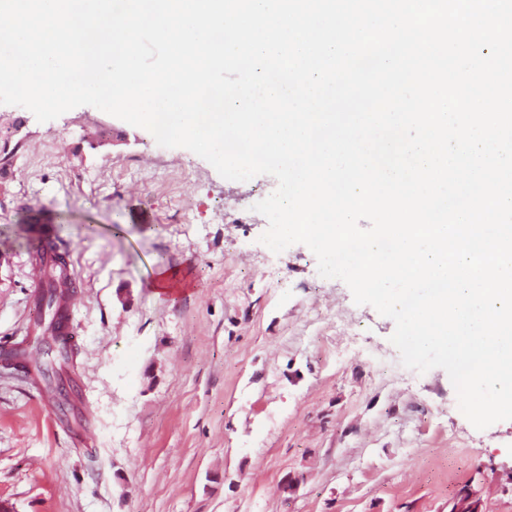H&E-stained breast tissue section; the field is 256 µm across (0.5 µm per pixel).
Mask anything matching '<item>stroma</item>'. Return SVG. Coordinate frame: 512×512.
<instances>
[{
  "label": "stroma",
  "mask_w": 512,
  "mask_h": 512,
  "mask_svg": "<svg viewBox=\"0 0 512 512\" xmlns=\"http://www.w3.org/2000/svg\"><path fill=\"white\" fill-rule=\"evenodd\" d=\"M276 187L89 105L45 123L0 105V347L32 334L40 230L85 285L73 416L0 366L8 512H448L466 484L484 512H512V420L475 429L447 372L404 367L394 321L306 245L277 256L287 291L269 287L268 221L248 200ZM184 266L191 287L155 296L156 271Z\"/></svg>",
  "instance_id": "obj_1"
}]
</instances>
